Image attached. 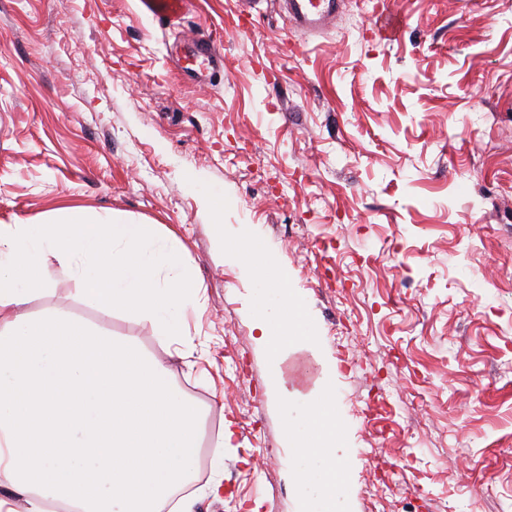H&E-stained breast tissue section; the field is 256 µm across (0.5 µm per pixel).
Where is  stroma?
<instances>
[{
    "label": "stroma",
    "instance_id": "obj_1",
    "mask_svg": "<svg viewBox=\"0 0 512 512\" xmlns=\"http://www.w3.org/2000/svg\"><path fill=\"white\" fill-rule=\"evenodd\" d=\"M386 8L405 16L392 42L371 35ZM210 38L223 72L178 74L167 44ZM67 208L188 250L176 355L52 256L28 309L166 357L204 410L192 512H300L267 385L293 366L303 395L332 385L340 512H512V0H347L308 38L278 0H196L176 28L135 0H0V225ZM254 246L317 338L279 363Z\"/></svg>",
    "mask_w": 512,
    "mask_h": 512
}]
</instances>
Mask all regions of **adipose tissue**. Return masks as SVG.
Instances as JSON below:
<instances>
[{
    "label": "adipose tissue",
    "instance_id": "ef3b65f1",
    "mask_svg": "<svg viewBox=\"0 0 512 512\" xmlns=\"http://www.w3.org/2000/svg\"><path fill=\"white\" fill-rule=\"evenodd\" d=\"M49 255L70 267L84 298L137 313L175 340L197 290L185 247L158 238L153 225L80 210L41 224H1L0 485L25 512H46L50 502L75 512H188L172 494L196 469L200 406L134 337L53 309L30 313L29 303L50 291ZM164 269L172 277L162 283ZM257 308L272 352L288 338L310 337L285 280L260 281ZM270 388L285 396L303 512H335L342 483L331 387H320L315 413L286 391L282 374Z\"/></svg>",
    "mask_w": 512,
    "mask_h": 512
}]
</instances>
